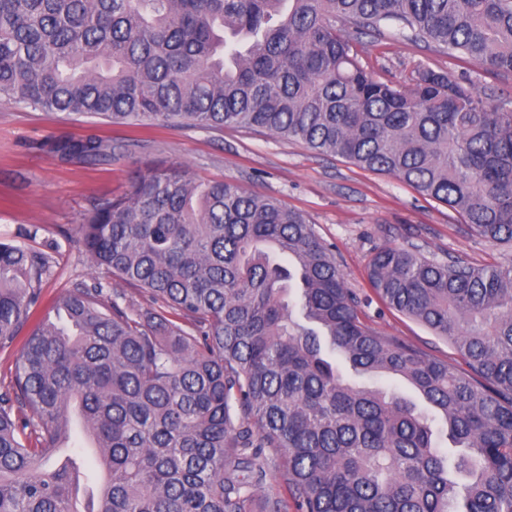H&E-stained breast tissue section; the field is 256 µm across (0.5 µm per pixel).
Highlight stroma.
Instances as JSON below:
<instances>
[{
  "instance_id": "stroma-1",
  "label": "stroma",
  "mask_w": 512,
  "mask_h": 512,
  "mask_svg": "<svg viewBox=\"0 0 512 512\" xmlns=\"http://www.w3.org/2000/svg\"><path fill=\"white\" fill-rule=\"evenodd\" d=\"M359 59L376 78L410 85L419 69L447 72L482 93L491 108L512 109V73L485 69L462 56L409 41L396 28L365 36ZM93 134L111 146L95 163L64 160L51 145ZM181 166L200 180H231L245 190L277 197L303 213L336 250L348 287L362 300L360 316L375 330L453 360L451 347L419 322L386 307L366 271L376 248L415 245L421 254L454 256L474 264L503 261L507 253L473 233L448 206L408 184L360 169L347 160L260 129L160 126L149 131L95 117L55 118L0 101V238L25 239L52 257L42 286L39 317L53 316L55 299L95 273L77 243V227L98 203L121 193L131 175L150 167ZM33 238H24L27 230Z\"/></svg>"
}]
</instances>
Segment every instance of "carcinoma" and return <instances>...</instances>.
Returning a JSON list of instances; mask_svg holds the SVG:
<instances>
[{"label": "carcinoma", "mask_w": 512, "mask_h": 512, "mask_svg": "<svg viewBox=\"0 0 512 512\" xmlns=\"http://www.w3.org/2000/svg\"><path fill=\"white\" fill-rule=\"evenodd\" d=\"M390 22L512 72V0H0V98L260 128L392 175L512 246V110L443 71L375 80L352 41ZM52 149L106 156L96 136ZM78 235L99 277L56 299L0 391V512H253L273 468L295 512H512V258L372 255L377 297L446 340L450 364L365 324L314 225L231 180L139 172ZM50 268L0 240V349ZM338 359L404 380L425 408Z\"/></svg>", "instance_id": "obj_1"}]
</instances>
